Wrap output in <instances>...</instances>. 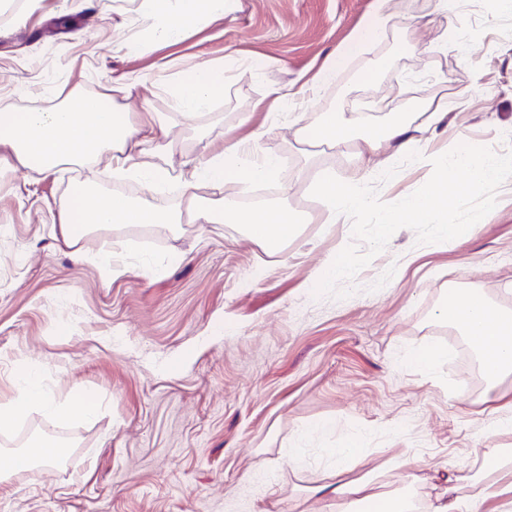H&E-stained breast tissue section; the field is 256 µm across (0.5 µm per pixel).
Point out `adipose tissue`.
I'll list each match as a JSON object with an SVG mask.
<instances>
[{"label":"adipose tissue","mask_w":512,"mask_h":512,"mask_svg":"<svg viewBox=\"0 0 512 512\" xmlns=\"http://www.w3.org/2000/svg\"><path fill=\"white\" fill-rule=\"evenodd\" d=\"M226 4L227 0H138L129 31L117 32L116 37L131 55L138 54L147 41L174 47L191 29L223 24ZM390 21L388 0H376L374 11L365 18L355 37L327 57L307 81L311 98H319L322 90L336 81L344 62L362 41L387 29ZM223 87V66L200 61L187 66L168 90L183 115L196 116L210 107ZM466 104L465 94H457L452 100L443 94L424 100L417 111L399 114L387 123H369L352 112H326L316 122L300 127L298 134L304 140H326L344 147L356 139L361 142L354 155L355 177L345 182L328 179L315 187L329 223L346 225L355 216L379 208L383 215L377 234L383 237L398 224L433 223L458 193L493 184L506 190L512 188L506 180L512 172L511 153L492 160L483 153H425L423 132L436 129L451 112ZM170 133V127L157 113L144 111L140 122L133 123L116 112L108 100L79 94L49 110L1 109L0 163L53 172L60 166L83 164L106 153L116 177L134 180L146 190V197L135 202L93 192L61 202L59 230L63 239L73 245L94 230L116 224L176 227L181 222L180 214L156 209L148 198L149 192L174 176L189 194L187 210L196 221L244 224L248 236L272 252L280 251L298 236L300 227L288 209L260 207L244 214L222 194L224 186L274 176L278 169L275 155L256 153L248 142L229 137L223 150L206 161L178 169L173 165ZM408 158L431 165L434 177L400 205L382 206L371 193L374 178L388 179ZM202 186L219 190V198L199 204L196 191ZM438 317L475 342L488 381L495 384L512 375L511 309L492 303L477 291L462 289L451 294ZM34 408L59 419L73 415L88 418L93 416L96 404L82 391L67 401H57L39 385L36 370L24 368L18 373L13 395L0 399V436L10 437ZM62 453V448L48 442L29 448L0 449V483L13 475L54 464ZM488 467L479 497L488 500L512 495V448L490 449Z\"/></svg>","instance_id":"1"}]
</instances>
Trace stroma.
<instances>
[{
  "mask_svg": "<svg viewBox=\"0 0 512 512\" xmlns=\"http://www.w3.org/2000/svg\"><path fill=\"white\" fill-rule=\"evenodd\" d=\"M373 7L236 0L223 26L190 30L175 47L145 43L135 56L113 36L134 0H84L76 10L40 0L25 23L0 16V107L51 108L74 90L107 98L134 122L148 107L170 119L177 164L204 160L226 132L259 133L258 149L287 162L266 202H287L304 221L282 254L228 223L119 224L72 245L59 231L62 200L86 184L127 197L140 187L112 180L105 155L53 173L0 168V398L30 366L57 398L79 388L100 403L89 420L30 413L0 440L64 447L57 464L0 484V512H339L321 485L367 475L380 491H399L393 458L416 469L409 494L426 512L451 473L470 498L484 474L477 451L512 448L494 413L512 397V377L458 390L478 372L460 355L473 343L437 316L452 288L480 289L512 309V196L495 185L462 193L436 223L400 224L385 238L377 210L346 227L326 224L310 185L353 168L340 148L294 139L324 112L379 122L463 91L471 105L436 128V147L512 153V14L462 0L467 50L435 53L450 24L434 0H392L393 25L305 114L254 109L272 87L299 90ZM199 54L223 64L224 89L194 122L169 93L147 100L137 86L113 89L130 72L170 83L160 64ZM46 74L59 77L60 95L11 94L16 80ZM443 224L473 234L445 241ZM116 239L127 245L128 271L108 278L91 258ZM339 251L352 278L319 277ZM427 346L452 356L431 372L410 364ZM355 437L354 462L337 466L333 450Z\"/></svg>",
  "mask_w": 512,
  "mask_h": 512,
  "instance_id": "1",
  "label": "stroma"
}]
</instances>
